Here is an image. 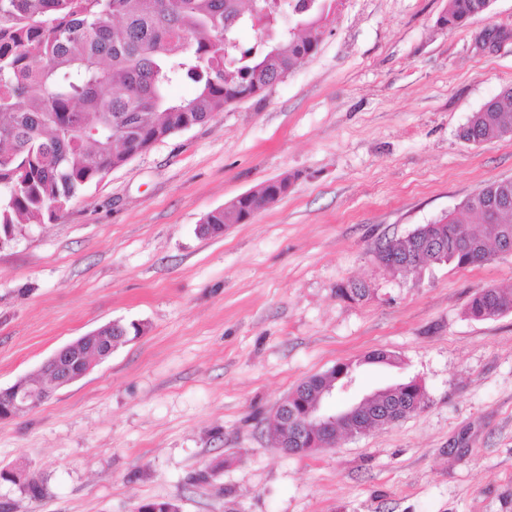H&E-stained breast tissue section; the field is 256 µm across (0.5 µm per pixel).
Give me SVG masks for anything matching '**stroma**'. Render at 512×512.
Masks as SVG:
<instances>
[{
	"instance_id": "stroma-1",
	"label": "stroma",
	"mask_w": 512,
	"mask_h": 512,
	"mask_svg": "<svg viewBox=\"0 0 512 512\" xmlns=\"http://www.w3.org/2000/svg\"><path fill=\"white\" fill-rule=\"evenodd\" d=\"M447 0H339L317 53L214 120L90 184L52 224L0 248V388L112 321L143 324L48 401L0 420L11 512H512V256L394 276L375 258L487 182L512 138L461 128L512 87V0L447 30ZM287 195L217 237L197 226L262 182ZM462 213V212H461ZM370 292L337 295L351 280ZM385 352L390 366L367 362ZM358 365L353 397L418 379L424 406L305 455L277 448L276 410L309 376ZM206 480H198V473ZM512 311V293H503L496 288H485L476 292L467 308L470 317L482 320L489 319L495 310Z\"/></svg>"
}]
</instances>
